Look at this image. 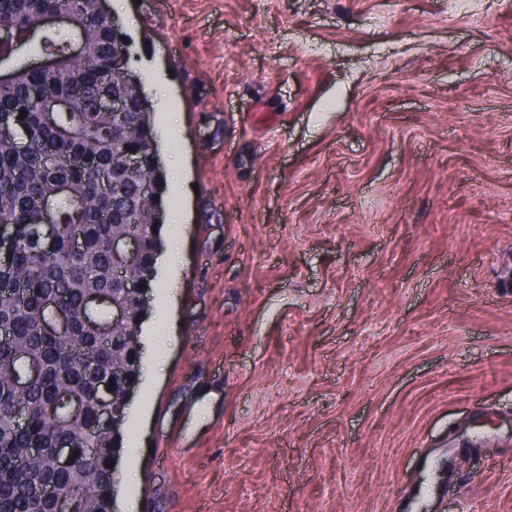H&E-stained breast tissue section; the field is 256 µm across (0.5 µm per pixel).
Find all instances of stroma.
I'll use <instances>...</instances> for the list:
<instances>
[{"instance_id": "1", "label": "stroma", "mask_w": 512, "mask_h": 512, "mask_svg": "<svg viewBox=\"0 0 512 512\" xmlns=\"http://www.w3.org/2000/svg\"><path fill=\"white\" fill-rule=\"evenodd\" d=\"M101 5L189 172L117 512H512V0Z\"/></svg>"}]
</instances>
